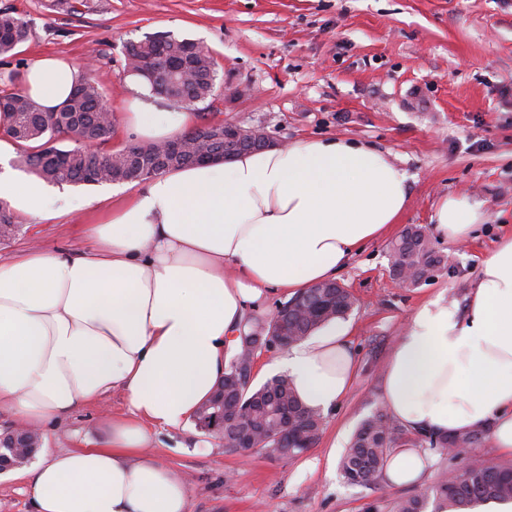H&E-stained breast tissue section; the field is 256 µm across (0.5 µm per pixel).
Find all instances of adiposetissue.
Wrapping results in <instances>:
<instances>
[{"label": "adipose tissue", "mask_w": 512, "mask_h": 512, "mask_svg": "<svg viewBox=\"0 0 512 512\" xmlns=\"http://www.w3.org/2000/svg\"><path fill=\"white\" fill-rule=\"evenodd\" d=\"M83 69L57 55L27 67L22 92L53 112ZM124 122L152 142L182 133L186 109H162L127 77ZM408 176L389 154L343 139L300 140L230 162L170 169L99 224L82 252L33 248L0 263V407L31 429L122 389L126 415L99 442L54 448L23 471L35 512H187L188 490L147 451L149 429L193 417L224 372L226 346L271 290L292 296L335 279L408 207ZM23 215L55 211L44 185L0 178ZM481 203L446 196L434 230L469 238ZM308 408L325 413L355 373L351 326L337 319L276 362ZM382 405L411 432L484 429L512 453V235L480 267L465 305L423 301L385 365ZM436 455L396 449L391 486L420 483Z\"/></svg>", "instance_id": "obj_1"}]
</instances>
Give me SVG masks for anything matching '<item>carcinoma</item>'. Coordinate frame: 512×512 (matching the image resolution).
I'll return each instance as SVG.
<instances>
[{"label": "carcinoma", "instance_id": "obj_1", "mask_svg": "<svg viewBox=\"0 0 512 512\" xmlns=\"http://www.w3.org/2000/svg\"><path fill=\"white\" fill-rule=\"evenodd\" d=\"M30 36L27 23L9 11L0 10V57H11ZM164 48L171 59L188 58L190 76L167 92L192 101H203L215 94L218 63L210 54L194 50V42L172 34H154L125 45L124 66L146 80L153 90L161 83L152 75L148 61ZM105 95L94 74L87 72L74 89L69 106L56 112H43L20 90L0 92V113L8 118L4 133L19 147L17 162L49 184H101L135 181L136 166L152 163V144L138 147L137 159L129 160L126 148L105 149L112 143L114 123L101 106ZM16 222L8 202L0 200V238L15 232ZM390 274L408 278L407 287H418L437 276L448 263L447 256L435 248L426 228L412 224L404 228L389 247ZM351 292L342 285L328 292L315 284L281 303L292 326L305 339L323 324L346 317L353 309ZM246 338H237L226 366V373L252 354L258 334L267 337L271 318L250 317ZM238 419L224 424V447L236 450L239 436L248 432L264 441V448L283 456H297L319 438L320 414L306 408L287 377L274 376L256 387L242 386L234 396ZM293 421L299 442L288 448L276 440L282 418ZM456 440L448 436L412 435L378 410L356 428L339 463L343 479L352 486L374 488L379 485L390 454L409 445L445 451ZM512 500V466L486 467L473 459L450 475L441 472L424 491L393 502L392 512H468L481 501Z\"/></svg>", "mask_w": 512, "mask_h": 512}]
</instances>
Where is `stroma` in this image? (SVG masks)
<instances>
[{
    "label": "stroma",
    "instance_id": "stroma-1",
    "mask_svg": "<svg viewBox=\"0 0 512 512\" xmlns=\"http://www.w3.org/2000/svg\"><path fill=\"white\" fill-rule=\"evenodd\" d=\"M50 0H0L28 22L18 54L0 77H22L53 54L95 72L115 123L113 147L130 145L121 123L126 42L168 32L207 48L227 101L195 116L263 126L275 139L343 138L389 152L408 176L402 225L430 226L438 199L482 203L487 220L462 243L434 237L453 263L430 282L405 288L389 272V239L367 244L339 273L352 293L347 395L324 415L317 444L294 458L267 449L234 451L194 423L150 430V452L181 473L188 512H390L400 489L347 484L339 461L359 423L380 409L383 367L419 304L435 295L465 304L482 260L512 233V0H86L81 13ZM114 184L75 185L94 208L41 220L17 216L0 241V262L32 246L78 252L84 227L118 203ZM122 391L41 429L47 448L102 439V414H122Z\"/></svg>",
    "mask_w": 512,
    "mask_h": 512
}]
</instances>
